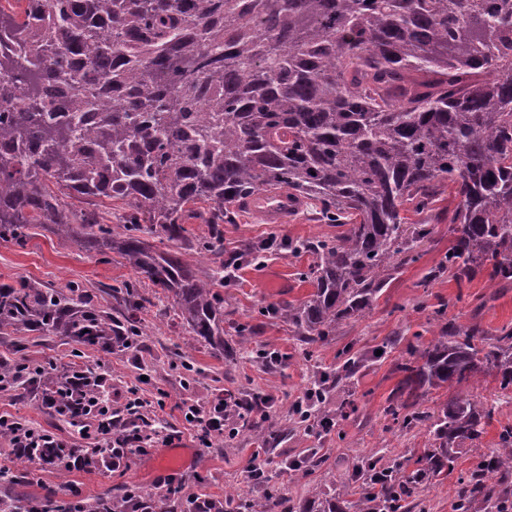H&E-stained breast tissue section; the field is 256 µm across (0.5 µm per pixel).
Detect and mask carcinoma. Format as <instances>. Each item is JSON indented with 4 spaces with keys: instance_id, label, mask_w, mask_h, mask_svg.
Returning <instances> with one entry per match:
<instances>
[{
    "instance_id": "1",
    "label": "carcinoma",
    "mask_w": 512,
    "mask_h": 512,
    "mask_svg": "<svg viewBox=\"0 0 512 512\" xmlns=\"http://www.w3.org/2000/svg\"><path fill=\"white\" fill-rule=\"evenodd\" d=\"M0 5V241L23 244L46 226L113 252L148 287L172 294L191 340L224 341L223 224L241 201L282 189L320 206L343 228L334 239L286 244L314 256V291L272 312L307 345L324 342L383 294L417 240L406 206L429 210L438 188L453 241L441 270L458 288L483 275L512 286V0H16ZM122 201L116 232L73 201ZM200 219L208 234L192 238ZM169 242L159 250L143 225ZM195 249L210 266L195 269ZM126 308L147 298L124 286ZM56 338L112 352L142 335L128 317L91 308L75 285L0 284V335ZM405 377L385 413L407 431L425 423L429 447L409 470L361 452L330 491L288 502V512H422L432 480L454 469L453 449L486 433L496 407L460 390L492 376L512 392V327L474 317L446 321L409 346ZM364 358L342 354L322 369L313 401L292 408L313 433L331 388ZM54 364L30 382L53 396L71 390ZM452 389L431 413L419 394ZM267 446L279 430L241 425ZM512 499V424L470 473L455 512H497ZM272 512L275 500L216 502L217 512Z\"/></svg>"
}]
</instances>
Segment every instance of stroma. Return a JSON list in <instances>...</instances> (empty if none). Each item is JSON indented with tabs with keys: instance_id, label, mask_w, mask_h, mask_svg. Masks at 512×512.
<instances>
[{
	"instance_id": "35a3bbf8",
	"label": "stroma",
	"mask_w": 512,
	"mask_h": 512,
	"mask_svg": "<svg viewBox=\"0 0 512 512\" xmlns=\"http://www.w3.org/2000/svg\"><path fill=\"white\" fill-rule=\"evenodd\" d=\"M454 205L447 192L438 194L433 206L438 221L432 234L416 242L411 260L390 280L371 309L325 342L302 344L285 319L266 312L269 305L303 300L313 290L312 284L302 279L312 261L311 255H295L282 247L265 254L260 262L240 264L224 283V340L232 348V356H223L203 344L186 349L188 334L175 312L171 295L149 288L145 291L146 304L136 313L144 330L140 350L134 354L118 348L109 354L90 350L83 362L90 366L104 364L111 373L112 406L116 409L122 406L127 383L147 376V396L164 399L167 425L180 434L172 448L184 452L185 461L174 474L184 479L189 493H203L219 500L234 489L247 497L261 494L260 488L250 484L245 476V468L256 449L251 439L240 433L214 442L212 447H200L176 407L184 399L207 402L222 390L273 397L271 419L278 423L283 435L266 453L271 476L268 487L284 496L296 499L315 495L327 487L332 477L351 470L357 454L364 450H381L389 460L410 457L414 450L427 444L425 428L403 431L384 413L389 395L402 378L396 365L408 359L409 343L418 335L431 340L442 318L465 323L476 315L488 329L512 326V287L495 290L479 276L460 289L439 270L448 251V211ZM338 232L336 225L320 221L318 206L313 202L304 204L301 211L282 224L260 223L241 210L235 223L224 227V254H239L244 243L270 236L284 243L332 239ZM23 277L49 288L74 283L96 296L140 280L116 254L104 257L89 252L82 242L60 239L43 227L31 229L24 244L0 242V284ZM241 328L250 332L248 344L240 342L237 331ZM394 336L398 337V344L386 346V339ZM347 349L368 356L369 361L343 391L333 394L330 407L336 416L331 433L320 437L291 427L288 411L307 389L313 368L335 366L339 354ZM67 351V346L52 339L0 338L1 357L8 356L33 367L50 361L63 362ZM265 352L281 354L282 363L262 365L261 355ZM190 366L197 372L192 382L186 372ZM469 390L496 405L497 411L480 441L465 443L457 449L455 469L448 478L429 486V512H452L460 481L491 453L501 423L512 422V394L502 393L493 379H478ZM0 411L62 438L72 434L67 422L50 414L35 397L22 390L0 394ZM312 453L321 457L322 465L304 472L300 481L290 480L278 468L284 456ZM163 455L159 449L152 455L133 458L129 469L121 475L104 469L77 472L71 475L70 482L79 497L87 501L108 492L121 495L130 485L153 492L164 474ZM11 473L12 482L0 477V492L6 490L24 500L48 499L61 484L58 475L50 470L42 471L36 478L28 468L15 464Z\"/></svg>"
}]
</instances>
